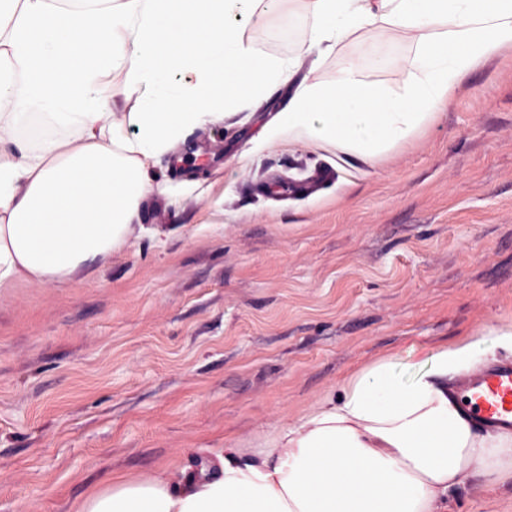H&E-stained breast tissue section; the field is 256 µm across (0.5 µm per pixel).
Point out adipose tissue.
<instances>
[{"instance_id":"1","label":"adipose tissue","mask_w":512,"mask_h":512,"mask_svg":"<svg viewBox=\"0 0 512 512\" xmlns=\"http://www.w3.org/2000/svg\"><path fill=\"white\" fill-rule=\"evenodd\" d=\"M264 0H0V289L68 286L123 248L154 192L150 169L186 133L251 108L303 58L360 31L409 42L403 85L293 91L264 141L304 136L372 162L408 142L475 67L512 47V0H308L297 57L272 60L237 25ZM139 109L113 111L115 70ZM37 119V148L17 139ZM477 342L438 348L403 380L385 356L340 392L248 448H200L192 464L115 474L73 512H448L457 490L512 484V430L476 424L452 391Z\"/></svg>"}]
</instances>
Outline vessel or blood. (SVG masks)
<instances>
[{
  "label": "vessel or blood",
  "instance_id": "1",
  "mask_svg": "<svg viewBox=\"0 0 512 512\" xmlns=\"http://www.w3.org/2000/svg\"><path fill=\"white\" fill-rule=\"evenodd\" d=\"M465 411L487 428L512 427V359L485 368L459 389Z\"/></svg>",
  "mask_w": 512,
  "mask_h": 512
}]
</instances>
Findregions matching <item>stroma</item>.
Segmentation results:
<instances>
[{"label":"stroma","mask_w":512,"mask_h":512,"mask_svg":"<svg viewBox=\"0 0 512 512\" xmlns=\"http://www.w3.org/2000/svg\"><path fill=\"white\" fill-rule=\"evenodd\" d=\"M303 0L241 19L261 56L298 54ZM410 44L365 30L308 55L253 113L157 159L141 229L81 284L0 293V512H72L111 473L242 448L393 356L512 321V50L472 70L409 142L370 163L334 145L259 146L295 85L348 61L398 88ZM448 512H512V484Z\"/></svg>","instance_id":"stroma-1"}]
</instances>
